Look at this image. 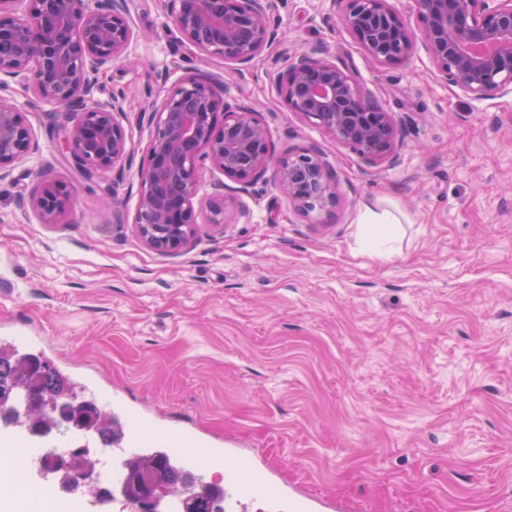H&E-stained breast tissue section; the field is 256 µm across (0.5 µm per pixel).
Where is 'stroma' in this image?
I'll use <instances>...</instances> for the list:
<instances>
[{
	"label": "stroma",
	"instance_id": "35a3bbf8",
	"mask_svg": "<svg viewBox=\"0 0 512 512\" xmlns=\"http://www.w3.org/2000/svg\"><path fill=\"white\" fill-rule=\"evenodd\" d=\"M127 7L138 62L99 84L128 90L137 152L151 96L212 73L263 113L275 157L327 152L335 220L259 183L246 215L223 229L200 215L187 247L158 254L136 232V170L81 177L50 104L13 81L38 149L0 183V327L45 336L67 372L99 373L160 423L232 441L309 494L365 512H512V96L472 100L421 51L375 67L329 0H274L281 40L241 75L179 42L165 0ZM321 42L405 121L396 165L366 164L277 94L284 48ZM39 171L75 188L54 224L19 210ZM368 209L399 218L389 258L357 240Z\"/></svg>",
	"mask_w": 512,
	"mask_h": 512
}]
</instances>
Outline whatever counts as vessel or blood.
I'll return each instance as SVG.
<instances>
[{"label": "vessel or blood", "mask_w": 512, "mask_h": 512, "mask_svg": "<svg viewBox=\"0 0 512 512\" xmlns=\"http://www.w3.org/2000/svg\"><path fill=\"white\" fill-rule=\"evenodd\" d=\"M78 383L83 394L106 414L132 423L133 431L110 443L88 430L71 438L54 431L41 432L28 422L24 396H16L0 413V455H20L22 470L0 469V512H24L20 489L25 484L44 492L50 512H112L115 501L123 497L129 463L156 454L167 456L182 476V492L222 496L225 512H252L258 502L264 504L266 512H346L344 503L326 501L279 482L260 458L240 459L234 449L179 424L161 427L153 417L129 408L120 393L104 391L91 378H79ZM73 441L96 449L111 494L75 486L59 472L45 468L43 459L48 450L65 454ZM182 492L158 499L155 512H181Z\"/></svg>", "instance_id": "b4317fda"}]
</instances>
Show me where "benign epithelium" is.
Instances as JSON below:
<instances>
[{
  "label": "benign epithelium",
  "instance_id": "benign-epithelium-1",
  "mask_svg": "<svg viewBox=\"0 0 512 512\" xmlns=\"http://www.w3.org/2000/svg\"><path fill=\"white\" fill-rule=\"evenodd\" d=\"M170 22L200 55L246 68L279 40L271 0H169ZM342 28L376 66L409 61L423 48L439 77L473 100L512 94V0H414L409 19L388 0H331ZM134 31L126 0H0V181L37 148L25 110L1 92L7 80L28 85L55 105L62 150L85 179L132 167L136 148L126 132L125 94L98 97L97 74L128 54ZM288 109L371 165L399 160L405 127L363 91L326 45L288 56L272 77ZM138 119L151 136L138 168L136 230L155 252L175 254L198 224V194L218 172L206 201L210 223L272 174L295 210L329 219L338 199L332 164L318 146L274 158L269 124L245 100H226L224 81L206 72L178 80ZM74 189L38 174L28 204L46 224L69 209Z\"/></svg>",
  "mask_w": 512,
  "mask_h": 512
}]
</instances>
